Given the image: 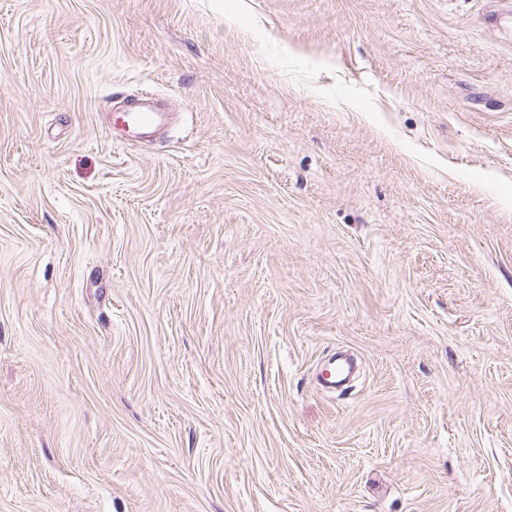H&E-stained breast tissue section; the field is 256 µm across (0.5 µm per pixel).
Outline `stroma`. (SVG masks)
<instances>
[{"mask_svg":"<svg viewBox=\"0 0 512 512\" xmlns=\"http://www.w3.org/2000/svg\"><path fill=\"white\" fill-rule=\"evenodd\" d=\"M506 2L0 0V512H512ZM125 113H128L125 118L119 117L122 129L128 134L125 140L142 144H146L150 137V133L144 132L145 130L154 128V131H157L163 129L168 122L166 114L159 112L146 101ZM355 370L353 360L346 355L334 354L330 359L329 366L324 368L320 375L321 385L330 390L345 385Z\"/></svg>","mask_w":512,"mask_h":512,"instance_id":"1","label":"stroma"}]
</instances>
